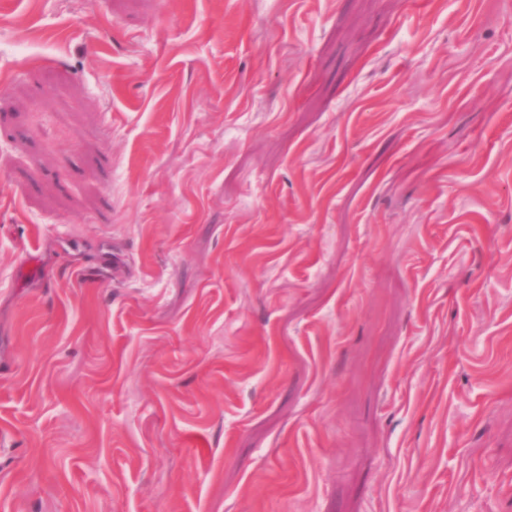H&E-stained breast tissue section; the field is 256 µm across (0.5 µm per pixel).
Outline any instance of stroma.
<instances>
[{"instance_id": "stroma-1", "label": "stroma", "mask_w": 512, "mask_h": 512, "mask_svg": "<svg viewBox=\"0 0 512 512\" xmlns=\"http://www.w3.org/2000/svg\"><path fill=\"white\" fill-rule=\"evenodd\" d=\"M0 512H512V0H0Z\"/></svg>"}]
</instances>
